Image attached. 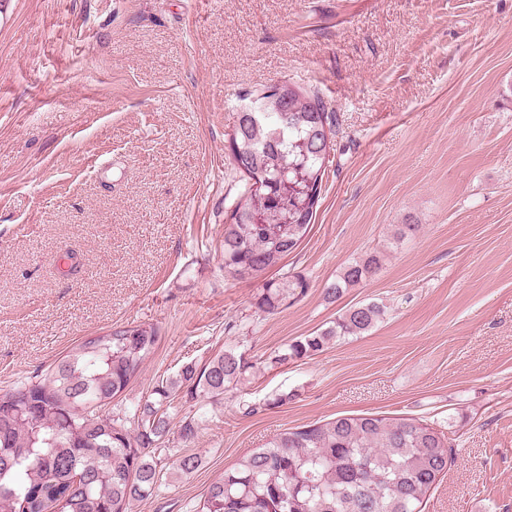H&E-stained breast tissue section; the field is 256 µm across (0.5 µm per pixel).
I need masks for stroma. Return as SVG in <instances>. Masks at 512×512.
<instances>
[{"label": "stroma", "instance_id": "1", "mask_svg": "<svg viewBox=\"0 0 512 512\" xmlns=\"http://www.w3.org/2000/svg\"><path fill=\"white\" fill-rule=\"evenodd\" d=\"M284 81L335 134L311 230L268 273L309 287L268 314L260 281L224 272L229 140ZM399 224L420 230L397 245ZM373 252L377 274L325 300ZM371 301L367 333L274 363ZM131 322L161 339L112 404L125 426L187 362L252 365L222 403L169 408L159 489L131 512H196L246 452L343 415L450 430L423 512H512V0H0V390Z\"/></svg>", "mask_w": 512, "mask_h": 512}]
</instances>
